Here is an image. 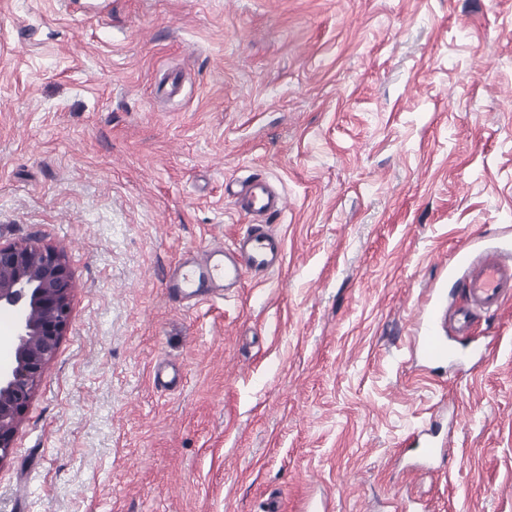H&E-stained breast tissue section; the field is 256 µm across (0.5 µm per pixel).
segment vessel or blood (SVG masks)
I'll list each match as a JSON object with an SVG mask.
<instances>
[{
	"mask_svg": "<svg viewBox=\"0 0 512 512\" xmlns=\"http://www.w3.org/2000/svg\"><path fill=\"white\" fill-rule=\"evenodd\" d=\"M239 210L252 223L231 244L207 246L182 255L165 277L167 294L176 301L203 303L221 300L237 288L245 276L261 279L281 269L285 260V241L272 232L268 219L284 208L283 195L261 175H250L235 194ZM466 301L455 310L444 308L436 297H429L423 323L420 349L428 362L448 361L462 364L468 358H483L480 348L470 352L452 350L442 331L453 323L461 333L470 332L474 310H498L512 299V262L501 253L485 252L464 282ZM182 381L179 367L166 362L154 370V383L163 389L177 387Z\"/></svg>",
	"mask_w": 512,
	"mask_h": 512,
	"instance_id": "1",
	"label": "vessel or blood"
}]
</instances>
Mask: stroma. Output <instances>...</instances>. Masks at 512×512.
I'll use <instances>...</instances> for the list:
<instances>
[{
  "label": "stroma",
  "mask_w": 512,
  "mask_h": 512,
  "mask_svg": "<svg viewBox=\"0 0 512 512\" xmlns=\"http://www.w3.org/2000/svg\"><path fill=\"white\" fill-rule=\"evenodd\" d=\"M252 174L283 269L173 302ZM29 240L75 291L0 512H512V301L483 361L411 353L461 254L512 245V0H0V242ZM182 377L179 367L166 362H160L154 370V384L159 388H175L181 383Z\"/></svg>",
  "instance_id": "1"
}]
</instances>
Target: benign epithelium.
<instances>
[{"instance_id":"obj_1","label":"benign epithelium","mask_w":512,"mask_h":512,"mask_svg":"<svg viewBox=\"0 0 512 512\" xmlns=\"http://www.w3.org/2000/svg\"><path fill=\"white\" fill-rule=\"evenodd\" d=\"M72 292L61 250L0 243V310L15 316L14 360L0 367V463L11 454L23 411L68 328Z\"/></svg>"}]
</instances>
